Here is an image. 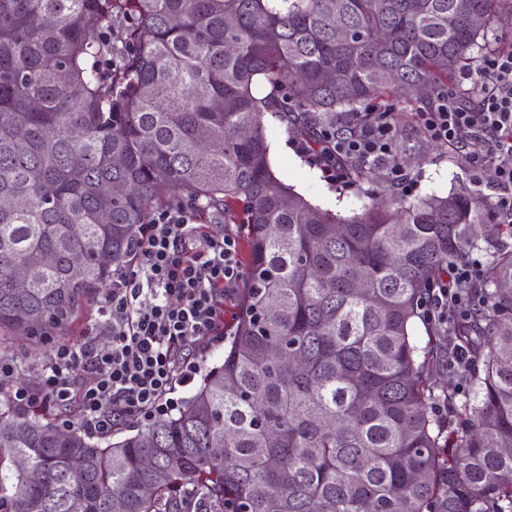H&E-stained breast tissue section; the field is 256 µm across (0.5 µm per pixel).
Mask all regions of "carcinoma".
<instances>
[{"label": "carcinoma", "mask_w": 512, "mask_h": 512, "mask_svg": "<svg viewBox=\"0 0 512 512\" xmlns=\"http://www.w3.org/2000/svg\"><path fill=\"white\" fill-rule=\"evenodd\" d=\"M455 2L0 0V350L66 332L162 202L241 209L251 258L224 360L176 412L102 442L0 400V512H512V251L477 234L488 202L383 190L341 218L274 173L266 134L293 112L318 145L313 119L441 92L500 0H469L477 26ZM474 251L482 303L456 342L481 368L458 370V405L448 337L413 330Z\"/></svg>", "instance_id": "obj_1"}]
</instances>
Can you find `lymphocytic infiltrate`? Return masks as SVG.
<instances>
[{"label":"lymphocytic infiltrate","mask_w":512,"mask_h":512,"mask_svg":"<svg viewBox=\"0 0 512 512\" xmlns=\"http://www.w3.org/2000/svg\"><path fill=\"white\" fill-rule=\"evenodd\" d=\"M418 120L429 140L462 150L474 187L491 184L500 222L512 224V45L489 43L475 80L455 81ZM346 121L350 134L321 130L316 161L340 178L345 161L374 163L393 184L406 182L392 113L356 112ZM241 236L237 227L206 229L183 205L156 211L129 261L112 273L108 343L59 344L33 387L13 386L18 367L0 359V385L9 386L10 402L30 409L75 408L78 426L99 435L165 413L176 385L189 382L195 371V349L223 336L225 304L248 279ZM482 274L468 261L452 263L426 298L425 318L447 326L478 301L473 286Z\"/></svg>","instance_id":"f902f5d3"}]
</instances>
